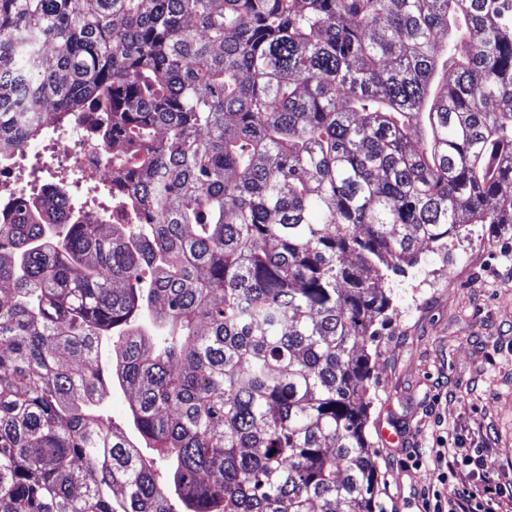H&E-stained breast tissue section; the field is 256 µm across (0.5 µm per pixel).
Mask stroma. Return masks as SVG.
Returning a JSON list of instances; mask_svg holds the SVG:
<instances>
[{
    "instance_id": "obj_1",
    "label": "stroma",
    "mask_w": 512,
    "mask_h": 512,
    "mask_svg": "<svg viewBox=\"0 0 512 512\" xmlns=\"http://www.w3.org/2000/svg\"><path fill=\"white\" fill-rule=\"evenodd\" d=\"M390 323L370 347L367 432L384 512H426L439 448H479L512 486V226L472 225L394 277ZM402 439L388 444L381 429Z\"/></svg>"
}]
</instances>
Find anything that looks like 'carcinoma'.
I'll return each instance as SVG.
<instances>
[{"label":"carcinoma","mask_w":512,"mask_h":512,"mask_svg":"<svg viewBox=\"0 0 512 512\" xmlns=\"http://www.w3.org/2000/svg\"><path fill=\"white\" fill-rule=\"evenodd\" d=\"M86 122L127 223L0 224V512H383L368 344L512 224V0H0V161ZM109 358V354L102 357V363L106 367L104 380L110 392L104 403L103 414L112 421L114 426L128 432L131 397L129 392L118 386L112 388V361H109Z\"/></svg>","instance_id":"1"}]
</instances>
